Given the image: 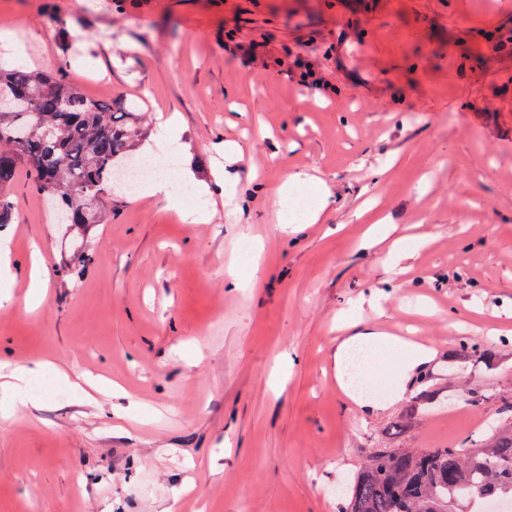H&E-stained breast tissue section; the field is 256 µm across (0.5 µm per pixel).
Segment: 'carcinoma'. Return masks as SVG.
Listing matches in <instances>:
<instances>
[{"mask_svg": "<svg viewBox=\"0 0 512 512\" xmlns=\"http://www.w3.org/2000/svg\"><path fill=\"white\" fill-rule=\"evenodd\" d=\"M72 44L50 69L0 65V225L14 223L12 187L25 175L69 230L112 215L119 169L142 156L150 116L122 98L87 96L70 77ZM469 406L489 398L473 383ZM497 425L454 448H375L348 489L345 512H475L474 498L512 501V400L499 398Z\"/></svg>", "mask_w": 512, "mask_h": 512, "instance_id": "1", "label": "carcinoma"}]
</instances>
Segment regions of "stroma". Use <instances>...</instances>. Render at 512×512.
I'll list each match as a JSON object with an SVG mask.
<instances>
[{
    "label": "stroma",
    "mask_w": 512,
    "mask_h": 512,
    "mask_svg": "<svg viewBox=\"0 0 512 512\" xmlns=\"http://www.w3.org/2000/svg\"><path fill=\"white\" fill-rule=\"evenodd\" d=\"M135 3L0 0V27L42 68L60 33L79 54L96 42L71 77L175 116L153 156L174 157L171 180L224 184L201 223L123 196L76 239L18 178L0 356L52 362L67 396L0 385V512H340L336 484L371 449L494 422L458 399L393 430L466 378L512 395V52L486 48L512 39V0H158L141 20ZM298 59L331 92L303 95ZM218 140L236 152L212 158ZM296 176L298 221L272 198ZM77 249L90 261L66 273ZM349 323L427 337L435 357L404 394L356 392L334 360ZM460 336L508 368L454 361Z\"/></svg>",
    "instance_id": "35a3bbf8"
}]
</instances>
